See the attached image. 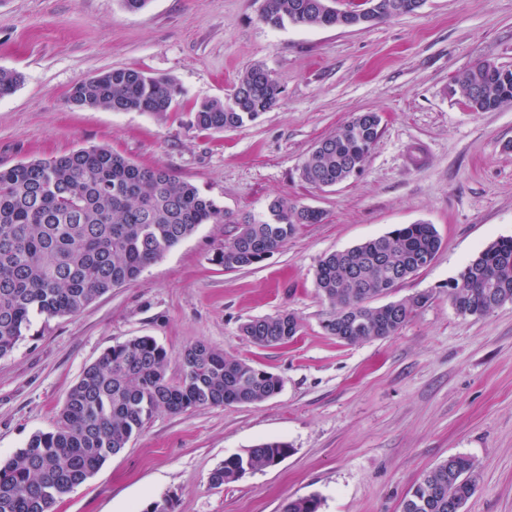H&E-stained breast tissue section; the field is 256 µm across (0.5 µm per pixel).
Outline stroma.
I'll return each instance as SVG.
<instances>
[{
	"mask_svg": "<svg viewBox=\"0 0 512 512\" xmlns=\"http://www.w3.org/2000/svg\"><path fill=\"white\" fill-rule=\"evenodd\" d=\"M262 0H0V68L21 83L0 98V168L107 147L161 167L238 215L283 196L320 209L263 262L213 261L233 224H205L74 316L34 317L0 359V459L52 430L84 368L117 343L154 337L178 358L203 341L278 375L258 405L157 412L144 431L76 487L55 512H281L318 495L321 512H402L411 488L454 455L478 465L465 512H512V302L461 317L448 283L490 243L512 237V105L472 111L459 76L491 59L512 67V0H426L416 13L364 27L274 29ZM261 63L279 104L244 126L198 129L193 102L229 94ZM115 68L173 78L183 90L164 116L72 105L78 82ZM382 117L359 177L303 182L315 143L359 112ZM434 225L443 246L392 294H428L398 335L356 344L329 336L316 294L319 260L404 225ZM295 313L278 347L241 336L244 322ZM288 442L275 467L212 487L224 458Z\"/></svg>",
	"mask_w": 512,
	"mask_h": 512,
	"instance_id": "stroma-1",
	"label": "stroma"
}]
</instances>
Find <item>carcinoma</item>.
<instances>
[{
    "label": "carcinoma",
    "mask_w": 512,
    "mask_h": 512,
    "mask_svg": "<svg viewBox=\"0 0 512 512\" xmlns=\"http://www.w3.org/2000/svg\"><path fill=\"white\" fill-rule=\"evenodd\" d=\"M388 0H361L352 13L369 24L395 18ZM260 20L273 28L341 27L336 0H263ZM19 73L0 68V97L11 94ZM478 90L464 99L475 112L512 104V69L484 60L456 80ZM281 89L261 64L250 66L227 97L194 107L205 130L238 128L280 101ZM182 90L170 77L131 68L112 69L76 84L69 101L80 108L162 115L179 104ZM382 116L361 112L319 140L300 166L304 182L334 187L363 171L381 130ZM322 211L283 197L264 214L237 217L216 199L180 182L161 167H143L106 147L79 149L0 169V359L10 355L33 316H74L187 239L202 224H236L238 231L216 254L225 269L249 267L279 250L301 224H319ZM442 239L432 224H408L352 248L324 256L315 287L330 308L324 328L342 343L396 335L430 299L419 294L372 306L420 270V259L437 254ZM462 317L484 316L512 302V238H502L473 258L448 283ZM293 313L257 318L240 327L253 344L280 346L297 335ZM179 373L169 374L167 350L151 336L118 343L82 372L69 391L56 426L31 436L0 462V512H53L112 456L144 430L161 410L181 413L231 404L263 403L282 388L275 374L230 358L203 341L186 345ZM291 446L261 442L224 459L210 474L221 488L248 472L270 467ZM475 461L450 456L428 472L403 502L402 512H463L477 489ZM315 496L288 500L283 512H320Z\"/></svg>",
    "instance_id": "carcinoma-1"
}]
</instances>
